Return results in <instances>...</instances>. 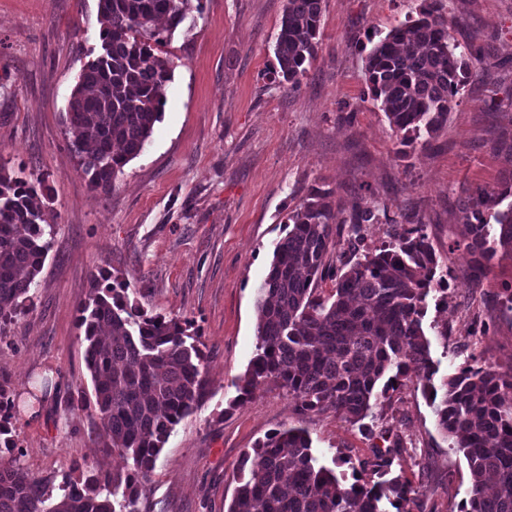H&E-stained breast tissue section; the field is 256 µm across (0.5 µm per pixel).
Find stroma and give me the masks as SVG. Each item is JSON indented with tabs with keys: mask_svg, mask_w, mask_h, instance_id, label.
<instances>
[{
	"mask_svg": "<svg viewBox=\"0 0 512 512\" xmlns=\"http://www.w3.org/2000/svg\"><path fill=\"white\" fill-rule=\"evenodd\" d=\"M286 0H202L168 37L174 75L159 122L109 195L92 191L69 146L65 115L83 66L100 51L98 0H0V166L45 177L51 249L34 304L0 339V376L20 396L13 435L20 465L57 491L74 462L112 471L123 458L93 439L92 394L77 310L106 270L130 284L151 315L192 320L201 335L207 393L172 431L145 486L150 512H226L243 455L265 435L303 423L321 464L351 476L373 447L402 439L394 462L422 491L423 512H460L471 493L461 453L437 430L428 400L405 382L376 407L374 437L334 411L299 414L265 386L236 388L256 344L258 287L289 212L318 185L350 198L369 188L390 218L416 211L440 253L459 237L458 205L476 186L512 180L491 148L512 127V0H454L445 18L490 65L470 78L448 127L400 154L367 97L365 58L419 0H325L317 56L296 93L267 78ZM501 254L472 286L450 264L446 296L429 299L424 328L439 376L512 364V312ZM447 326V337L437 336Z\"/></svg>",
	"mask_w": 512,
	"mask_h": 512,
	"instance_id": "35a3bbf8",
	"label": "stroma"
}]
</instances>
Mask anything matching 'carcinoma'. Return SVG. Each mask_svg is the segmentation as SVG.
Listing matches in <instances>:
<instances>
[{"label":"carcinoma","mask_w":512,"mask_h":512,"mask_svg":"<svg viewBox=\"0 0 512 512\" xmlns=\"http://www.w3.org/2000/svg\"><path fill=\"white\" fill-rule=\"evenodd\" d=\"M188 0H98L101 51L83 67L67 105L71 150L90 187L112 191L143 151L159 121L174 62L163 50L185 21ZM324 0H287L276 40L273 80L297 91L317 56ZM444 0H421L417 18L393 27L370 49L365 82L402 154L427 145L472 75L487 63L481 47L448 32ZM512 183L478 186L459 205L464 233L448 242V261L463 259L478 285L498 251L512 254ZM45 178L0 167V337L29 300L51 247ZM377 208L354 192L349 203L312 186L284 224L258 287L255 353L241 378L247 396L263 385L284 389L300 410L331 409L366 437L374 408L415 378L434 407L441 432L462 452L472 479L460 512H512V365L467 367L433 384L426 300L444 282L443 264L424 225L411 213L389 240L360 252L362 226ZM349 244L342 267L330 253ZM329 279V294L317 293ZM84 361L93 383L95 433L125 459L106 471L76 462L52 497L10 458L0 464V512H148L144 484L174 427L206 394L205 355L190 321L149 315L129 285L108 271L94 277L78 316ZM15 389L0 377V449H15ZM401 441L373 450L348 483L320 465L303 427L275 430L242 460L227 512H412L418 491L387 478Z\"/></svg>","instance_id":"carcinoma-1"}]
</instances>
